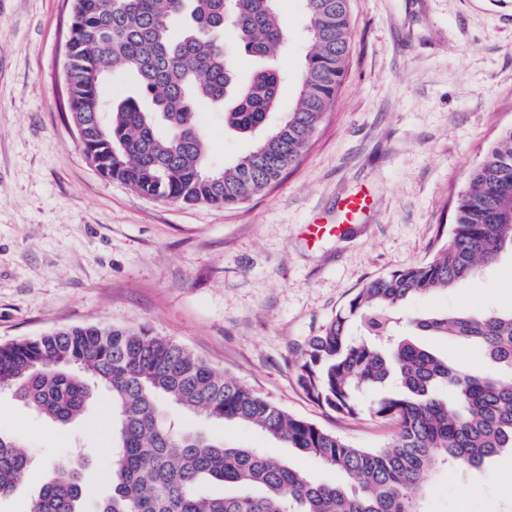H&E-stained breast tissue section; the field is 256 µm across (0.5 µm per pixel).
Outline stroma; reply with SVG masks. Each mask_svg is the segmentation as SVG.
<instances>
[{"label":"stroma","instance_id":"obj_1","mask_svg":"<svg viewBox=\"0 0 512 512\" xmlns=\"http://www.w3.org/2000/svg\"><path fill=\"white\" fill-rule=\"evenodd\" d=\"M354 49L341 91L299 162L231 210L140 196L103 177L69 120L63 73L70 0H0V344L74 325L146 326L273 404L359 448L393 425L352 420L312 402L296 376L313 336L366 280L428 260L447 238L468 174L512 128V0H350ZM288 35L272 62L285 80L271 120L291 112L310 49L300 0H279ZM216 167L254 141L201 113ZM370 209L340 235L309 243L305 224H333L339 202ZM512 310V254L462 287L411 298L409 317ZM426 345L476 372L474 346ZM112 403L59 425L0 395V433L18 438L31 470L0 512H32L52 465L73 458L91 500L111 491L104 457ZM182 427L258 448L315 477L334 471L255 429L184 416ZM427 512H512V455L461 475L435 462Z\"/></svg>","mask_w":512,"mask_h":512}]
</instances>
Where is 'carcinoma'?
Segmentation results:
<instances>
[{
  "mask_svg": "<svg viewBox=\"0 0 512 512\" xmlns=\"http://www.w3.org/2000/svg\"><path fill=\"white\" fill-rule=\"evenodd\" d=\"M277 2L77 0L69 116L85 124L83 149L101 174L153 200L226 209L275 184L322 124L353 51L349 0H306L311 50L297 106L267 128L280 73L264 68L238 84L233 61L283 42ZM99 71L131 75L135 95L106 102ZM207 108L257 136L230 167L206 160L198 115ZM509 249L512 128L470 170L446 242L423 263L366 281L299 357L297 381L310 400L341 418L367 414L395 426L380 448H357L290 414L145 326L88 324L1 344L0 391L61 424L85 412L96 389L110 394L112 492L92 512H425L420 492L435 458L470 471L512 452V311H448L406 324L402 306L460 286ZM424 334L479 345L499 372L448 362L416 341ZM184 413L252 426L345 481L321 482L285 460L183 430L175 416ZM29 467L20 442L0 435V498ZM53 470L33 512H86L88 491L71 462Z\"/></svg>",
  "mask_w": 512,
  "mask_h": 512,
  "instance_id": "obj_1",
  "label": "carcinoma"
}]
</instances>
